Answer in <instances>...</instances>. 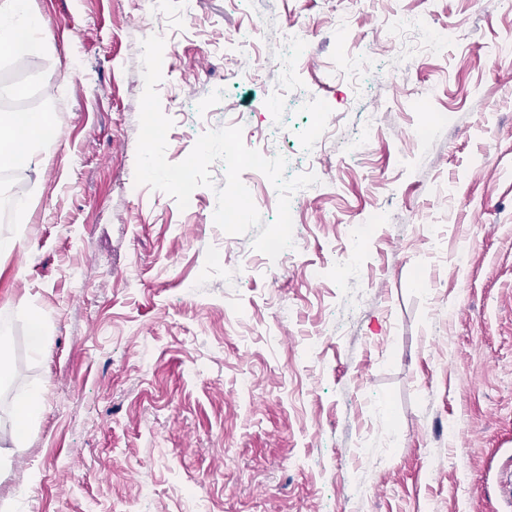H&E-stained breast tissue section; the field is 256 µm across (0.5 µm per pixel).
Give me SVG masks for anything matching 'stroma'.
<instances>
[{
  "instance_id": "35a3bbf8",
  "label": "stroma",
  "mask_w": 512,
  "mask_h": 512,
  "mask_svg": "<svg viewBox=\"0 0 512 512\" xmlns=\"http://www.w3.org/2000/svg\"><path fill=\"white\" fill-rule=\"evenodd\" d=\"M135 2L30 0L45 43L0 57V112L59 128L39 170L0 163V201L24 197L0 222L23 239L0 255V512H512V54H487L512 0H199L160 21ZM421 9L467 40L397 49ZM251 27L290 83L224 51ZM296 27L314 51L292 61ZM162 28L167 160L200 112L287 175L321 170L291 212L299 251L223 232L212 189L182 210L135 184L141 42ZM369 44L368 73L337 77ZM353 132L358 158L336 144Z\"/></svg>"
}]
</instances>
